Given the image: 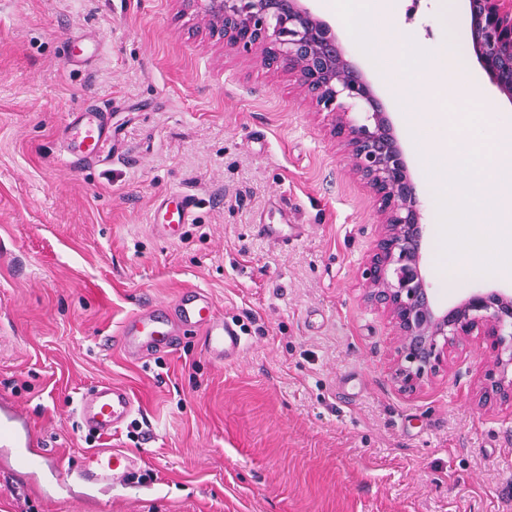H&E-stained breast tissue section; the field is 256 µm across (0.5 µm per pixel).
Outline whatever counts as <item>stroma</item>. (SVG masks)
Here are the masks:
<instances>
[{"label": "stroma", "mask_w": 512, "mask_h": 512, "mask_svg": "<svg viewBox=\"0 0 512 512\" xmlns=\"http://www.w3.org/2000/svg\"><path fill=\"white\" fill-rule=\"evenodd\" d=\"M438 22L432 0L398 19L424 49L459 42L478 70L466 0H449L446 36ZM85 32L107 51L84 75L63 47ZM421 97L452 123L487 100L512 114L487 80L450 109L438 88ZM86 107L106 112L111 141L71 169L58 135ZM405 158L435 308L478 283L512 290L470 269L449 276L435 190ZM172 189L195 197L198 218L167 242L148 216ZM381 221L296 75L212 38L183 0H0V397L66 468L95 448L142 458L110 492L62 488L45 469L34 486L23 459L0 464V512H512V403L479 402L481 338L414 394L393 381L396 329L360 278ZM283 222L305 235L258 230ZM189 287L239 325L235 365L211 363L193 332L145 362L113 345L129 312ZM103 381L140 407L109 439L74 415Z\"/></svg>", "instance_id": "stroma-1"}]
</instances>
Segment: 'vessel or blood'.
<instances>
[{
    "label": "vessel or blood",
    "mask_w": 512,
    "mask_h": 512,
    "mask_svg": "<svg viewBox=\"0 0 512 512\" xmlns=\"http://www.w3.org/2000/svg\"><path fill=\"white\" fill-rule=\"evenodd\" d=\"M103 50V42L97 35L75 36L68 44L66 64L76 71L90 70ZM108 139L103 112L86 109L73 113L65 128L59 158L68 166L82 167L101 157ZM195 209L192 195L180 190L171 191L151 213V228L160 238L174 239L179 227L195 222ZM192 328L203 332L206 354L215 364L230 365L241 358L245 339L236 322L223 317L212 295L202 288L184 290L175 299L164 303L149 302L138 306L122 321L113 342L126 357L147 360L174 351L181 336ZM135 410L130 390L111 382L96 385L81 396L78 404L82 425L108 436L115 434ZM0 417L16 425L11 437L0 440V446L37 447L28 419L12 405H0ZM138 462V457L127 451L97 449L87 453L80 474L60 469L56 478L63 485L88 482L111 488L119 486Z\"/></svg>",
    "instance_id": "1"
}]
</instances>
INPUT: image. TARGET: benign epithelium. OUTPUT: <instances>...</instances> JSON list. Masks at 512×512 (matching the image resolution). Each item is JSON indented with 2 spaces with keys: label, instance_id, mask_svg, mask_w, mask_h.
<instances>
[{
  "label": "benign epithelium",
  "instance_id": "obj_1",
  "mask_svg": "<svg viewBox=\"0 0 512 512\" xmlns=\"http://www.w3.org/2000/svg\"><path fill=\"white\" fill-rule=\"evenodd\" d=\"M184 2L237 52H258L265 66L296 73L326 113L333 136L347 144L382 217L361 278L367 299L396 328L393 379L400 391H416L453 347L481 336L494 359L484 370L480 400L512 402V294L475 285L459 303L433 306L422 272L423 203L388 113L333 27L303 0ZM468 6L474 53L490 81L512 98V0H468ZM355 110L365 117H352Z\"/></svg>",
  "mask_w": 512,
  "mask_h": 512
}]
</instances>
